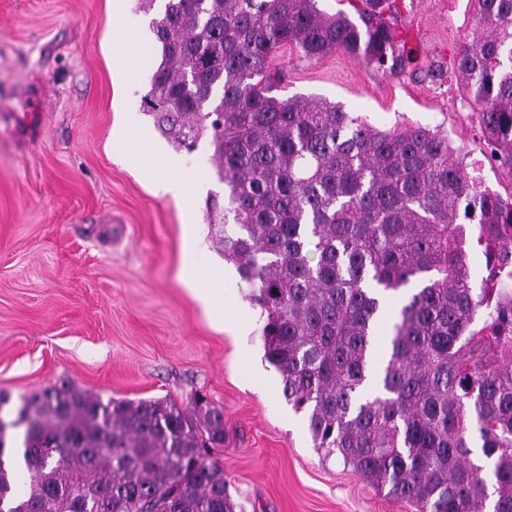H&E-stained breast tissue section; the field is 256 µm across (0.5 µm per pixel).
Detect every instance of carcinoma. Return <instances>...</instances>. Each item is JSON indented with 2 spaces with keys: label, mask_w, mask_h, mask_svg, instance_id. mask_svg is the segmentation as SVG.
I'll return each instance as SVG.
<instances>
[{
  "label": "carcinoma",
  "mask_w": 512,
  "mask_h": 512,
  "mask_svg": "<svg viewBox=\"0 0 512 512\" xmlns=\"http://www.w3.org/2000/svg\"><path fill=\"white\" fill-rule=\"evenodd\" d=\"M163 2L146 112L175 147L212 151L226 191L207 199V223L314 446L416 512H512V197L473 177L442 129H381L323 97L280 96L269 69L288 43L405 69L397 0H361L360 26L318 0ZM471 3L476 33L454 68L512 173V0ZM20 426L22 497L3 460ZM222 447L219 406L55 384L0 416V512H236Z\"/></svg>",
  "instance_id": "carcinoma-1"
}]
</instances>
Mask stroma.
I'll use <instances>...</instances> for the list:
<instances>
[{
	"instance_id": "1",
	"label": "stroma",
	"mask_w": 512,
	"mask_h": 512,
	"mask_svg": "<svg viewBox=\"0 0 512 512\" xmlns=\"http://www.w3.org/2000/svg\"><path fill=\"white\" fill-rule=\"evenodd\" d=\"M136 3L0 0V391L10 396L0 416L62 381L188 409L200 398L224 409L214 457L242 512H416L315 448L264 357L250 288L212 241L205 194H158L128 155L124 134L166 143L143 109L152 68L140 53L154 36ZM398 28L441 79L285 45L272 60L287 72L284 95L327 98L377 127L442 128L486 184L512 194L452 68L473 29L468 0H401ZM120 54L128 72L112 65ZM193 240L223 280L213 311L182 281Z\"/></svg>"
}]
</instances>
